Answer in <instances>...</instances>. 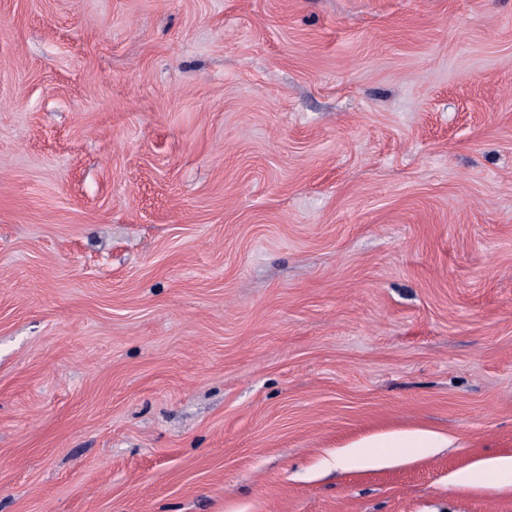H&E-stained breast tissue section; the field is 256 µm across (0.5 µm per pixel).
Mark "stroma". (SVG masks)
<instances>
[{"label":"stroma","mask_w":512,"mask_h":512,"mask_svg":"<svg viewBox=\"0 0 512 512\" xmlns=\"http://www.w3.org/2000/svg\"><path fill=\"white\" fill-rule=\"evenodd\" d=\"M500 456L512 0H0V512H512ZM451 444L450 437L430 429L390 432L349 445L343 451L339 463L346 467L357 466L362 459L359 448H420L429 451L433 448H447ZM503 474L512 475V457L482 460L467 469L456 472L452 480L459 485L476 486L485 484L491 477L495 478Z\"/></svg>","instance_id":"1"}]
</instances>
